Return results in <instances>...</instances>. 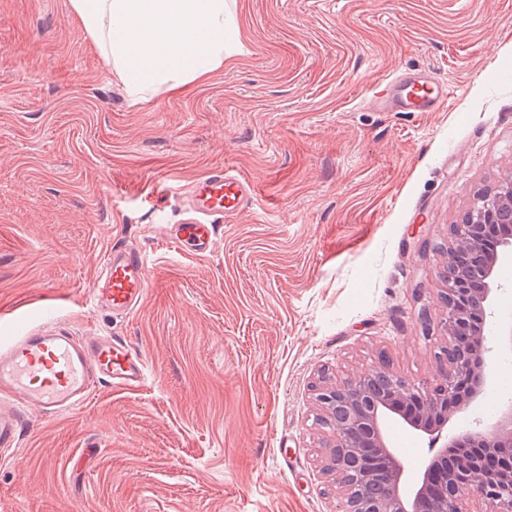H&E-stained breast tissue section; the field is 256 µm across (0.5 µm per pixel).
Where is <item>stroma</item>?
<instances>
[{"instance_id":"obj_1","label":"stroma","mask_w":512,"mask_h":512,"mask_svg":"<svg viewBox=\"0 0 512 512\" xmlns=\"http://www.w3.org/2000/svg\"><path fill=\"white\" fill-rule=\"evenodd\" d=\"M242 51L132 102L69 0H0V336L49 310L124 338L137 390L34 412L0 457V512H336L319 374L386 356L427 376L444 344V244L512 176V0H231ZM444 82L434 112L372 107L391 75ZM226 166L259 190L198 258L153 209ZM145 252L143 309H93L105 253Z\"/></svg>"}]
</instances>
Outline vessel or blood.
<instances>
[{"label": "vessel or blood", "mask_w": 512, "mask_h": 512, "mask_svg": "<svg viewBox=\"0 0 512 512\" xmlns=\"http://www.w3.org/2000/svg\"><path fill=\"white\" fill-rule=\"evenodd\" d=\"M397 103L411 112H432L448 103V91L424 80H400ZM255 186L223 167L191 181L184 192L185 216L160 224L163 239L175 248L205 257L216 246L220 222L250 212ZM150 287L149 265L137 246L113 245L92 293L96 308L115 316L140 310ZM147 359L113 336H71L46 321L0 344V447H16L28 427L29 411L57 415L84 403L93 386L123 390L143 386Z\"/></svg>", "instance_id": "b4317fda"}]
</instances>
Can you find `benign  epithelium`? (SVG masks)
Returning <instances> with one entry per match:
<instances>
[{"mask_svg": "<svg viewBox=\"0 0 512 512\" xmlns=\"http://www.w3.org/2000/svg\"><path fill=\"white\" fill-rule=\"evenodd\" d=\"M512 178L483 195L468 212L469 223L456 224L448 241L447 265L454 275L440 274L438 297L443 317L438 327L445 346L430 377L407 379L387 362L358 374L319 376L312 385L314 401L331 437L324 469L336 483V512H512V402L502 405L492 421L477 419L454 432L406 487L403 460L390 442L389 428L405 423L425 434L438 433L484 398L487 362L495 346L486 325L496 323L500 343L512 350V316L496 317L495 301L504 284L497 275L500 257L512 253ZM480 256L472 288L468 267ZM498 448L492 465L461 457L448 461V449Z\"/></svg>", "mask_w": 512, "mask_h": 512, "instance_id": "obj_1", "label": "benign epithelium"}]
</instances>
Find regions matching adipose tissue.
<instances>
[{
	"label": "adipose tissue",
	"mask_w": 512,
	"mask_h": 512,
	"mask_svg": "<svg viewBox=\"0 0 512 512\" xmlns=\"http://www.w3.org/2000/svg\"><path fill=\"white\" fill-rule=\"evenodd\" d=\"M70 11L135 102L206 82L239 43L227 0H70Z\"/></svg>",
	"instance_id": "obj_1"
}]
</instances>
